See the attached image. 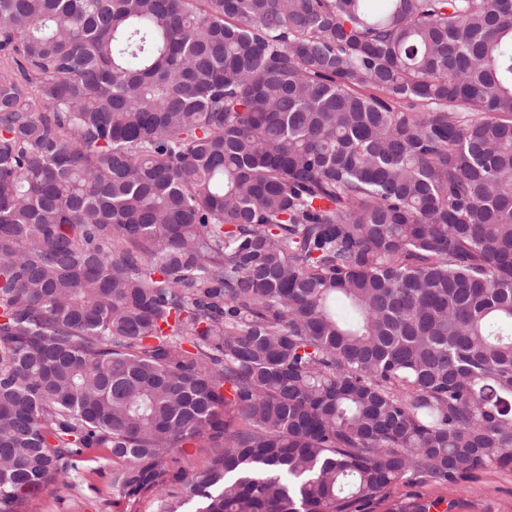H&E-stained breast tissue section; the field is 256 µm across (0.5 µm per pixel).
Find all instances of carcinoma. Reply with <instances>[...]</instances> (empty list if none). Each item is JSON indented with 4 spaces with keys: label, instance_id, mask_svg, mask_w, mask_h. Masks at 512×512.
I'll use <instances>...</instances> for the list:
<instances>
[{
    "label": "carcinoma",
    "instance_id": "cac0c4a2",
    "mask_svg": "<svg viewBox=\"0 0 512 512\" xmlns=\"http://www.w3.org/2000/svg\"><path fill=\"white\" fill-rule=\"evenodd\" d=\"M93 448L156 512L512 470V0H0V512ZM196 444H187L185 448L176 454L172 463V471L188 472L205 462L216 448H197Z\"/></svg>",
    "mask_w": 512,
    "mask_h": 512
}]
</instances>
